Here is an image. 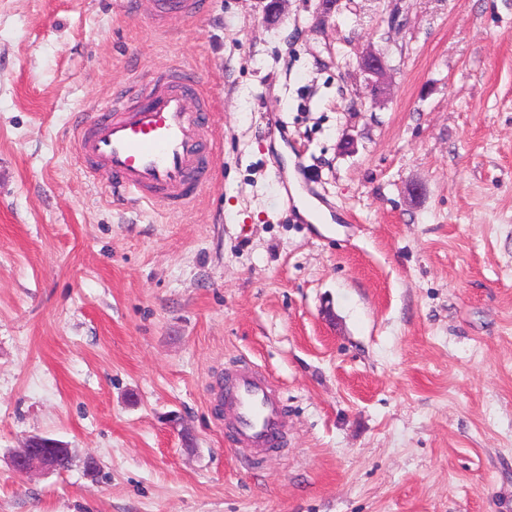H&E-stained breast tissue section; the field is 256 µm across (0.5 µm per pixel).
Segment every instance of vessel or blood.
I'll return each mask as SVG.
<instances>
[{
	"label": "vessel or blood",
	"instance_id": "b4317fda",
	"mask_svg": "<svg viewBox=\"0 0 512 512\" xmlns=\"http://www.w3.org/2000/svg\"><path fill=\"white\" fill-rule=\"evenodd\" d=\"M213 108L205 81L178 68L116 87L106 111L77 122L78 155L127 199L170 211L188 208L213 178V151L205 138ZM225 395L235 411L234 442L266 450L284 444L286 409L270 379L238 367Z\"/></svg>",
	"mask_w": 512,
	"mask_h": 512
}]
</instances>
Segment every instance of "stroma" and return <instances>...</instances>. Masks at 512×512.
Instances as JSON below:
<instances>
[{
  "instance_id": "obj_1",
  "label": "stroma",
  "mask_w": 512,
  "mask_h": 512,
  "mask_svg": "<svg viewBox=\"0 0 512 512\" xmlns=\"http://www.w3.org/2000/svg\"><path fill=\"white\" fill-rule=\"evenodd\" d=\"M158 4L0 0V512H512V0ZM175 64L217 112L182 212L71 134ZM239 362L287 405L258 470L217 399ZM32 435L72 467L14 471ZM163 3L164 10L159 11L157 23L164 21L165 17L174 10L175 13L181 15L185 19H193L199 12V0H166ZM359 65L362 70L371 76L373 95L376 100L386 93L384 75L386 62L384 56L374 50H367L359 56Z\"/></svg>"
}]
</instances>
